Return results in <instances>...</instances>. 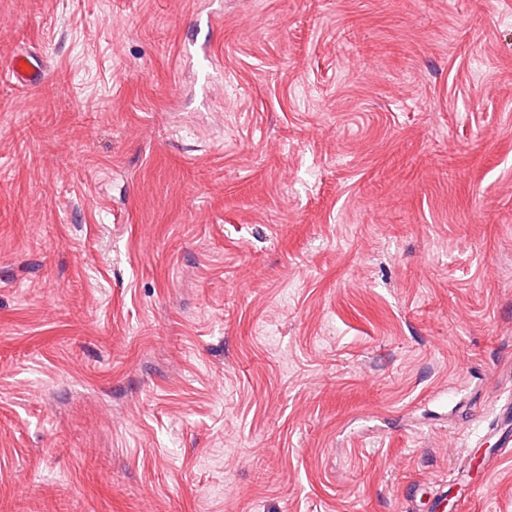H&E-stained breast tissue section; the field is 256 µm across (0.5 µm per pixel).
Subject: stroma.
I'll return each instance as SVG.
<instances>
[{"mask_svg": "<svg viewBox=\"0 0 512 512\" xmlns=\"http://www.w3.org/2000/svg\"><path fill=\"white\" fill-rule=\"evenodd\" d=\"M511 404L512 0H0V512H512Z\"/></svg>", "mask_w": 512, "mask_h": 512, "instance_id": "1", "label": "stroma"}]
</instances>
